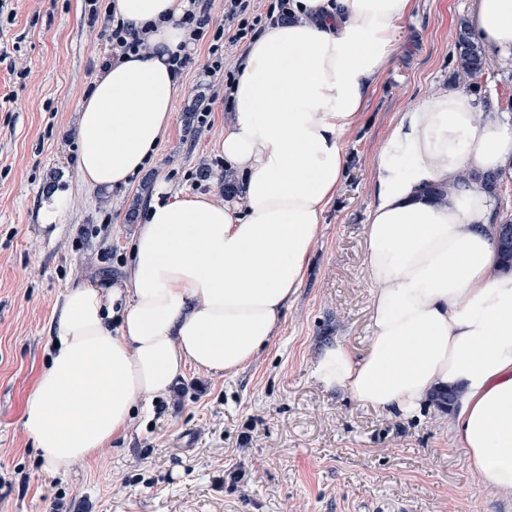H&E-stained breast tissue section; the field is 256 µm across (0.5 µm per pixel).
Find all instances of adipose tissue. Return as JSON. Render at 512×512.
<instances>
[{
  "instance_id": "obj_1",
  "label": "adipose tissue",
  "mask_w": 512,
  "mask_h": 512,
  "mask_svg": "<svg viewBox=\"0 0 512 512\" xmlns=\"http://www.w3.org/2000/svg\"><path fill=\"white\" fill-rule=\"evenodd\" d=\"M414 0H289L292 18L248 46L216 147L242 196L176 193L158 182L131 240L126 279L76 282L56 304L51 359L22 428L49 473L100 455L193 367L250 365L302 285L326 207L343 178V136L383 77ZM188 0H108L147 38L99 70L76 105L78 178L91 193L128 186L158 155L174 117L170 56L189 40ZM468 26L512 64V0H471ZM462 92L400 112L377 155L365 226L373 286L370 344L328 347L322 387L405 418L431 392H460L450 431L480 484L512 498V272L501 270L496 200L468 170L512 183V117L480 115ZM432 186L443 196L429 195Z\"/></svg>"
}]
</instances>
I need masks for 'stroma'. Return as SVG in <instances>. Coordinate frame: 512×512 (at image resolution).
Here are the masks:
<instances>
[{
  "mask_svg": "<svg viewBox=\"0 0 512 512\" xmlns=\"http://www.w3.org/2000/svg\"><path fill=\"white\" fill-rule=\"evenodd\" d=\"M469 7L416 0L389 70L342 140L347 171L270 346L235 374L188 369L101 456L52 475L21 422L50 360L54 306L70 283L124 276L142 221L134 203L157 179L223 200L227 170L214 145L231 109L223 75H204L202 38L188 51L153 165L130 187L90 195L76 175L75 109L107 58L104 19L84 0H0V512H512V501L474 480L447 411L428 402L402 419L310 374L330 344L357 354L369 345L365 224L376 157L398 112L465 91L481 112L512 115V65L487 58L472 81L457 72L456 29ZM193 103L208 124L187 123ZM51 186L68 190L72 206L45 228L37 210Z\"/></svg>",
  "mask_w": 512,
  "mask_h": 512,
  "instance_id": "obj_1",
  "label": "stroma"
}]
</instances>
